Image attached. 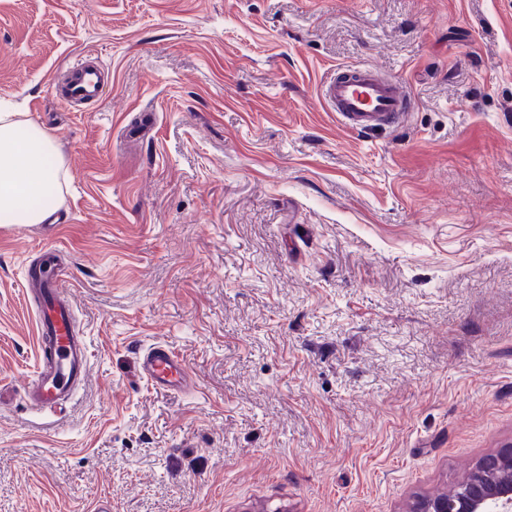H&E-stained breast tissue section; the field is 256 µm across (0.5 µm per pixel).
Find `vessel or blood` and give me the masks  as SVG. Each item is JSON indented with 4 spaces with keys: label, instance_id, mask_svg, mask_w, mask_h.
Masks as SVG:
<instances>
[{
    "label": "vessel or blood",
    "instance_id": "1",
    "mask_svg": "<svg viewBox=\"0 0 512 512\" xmlns=\"http://www.w3.org/2000/svg\"><path fill=\"white\" fill-rule=\"evenodd\" d=\"M112 73L96 57L84 55L56 72L52 85L57 100L74 106L97 100ZM318 94L345 126L363 133L402 121L412 100L397 81L368 64L336 70L325 77ZM25 292L35 305L39 354L34 376L24 385L26 400L40 409L55 410L73 400L86 382L90 358L79 327L62 257L52 247L24 267ZM140 373L154 388L193 389L194 380L182 358L167 344L148 347Z\"/></svg>",
    "mask_w": 512,
    "mask_h": 512
}]
</instances>
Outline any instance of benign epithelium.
<instances>
[{
	"label": "benign epithelium",
	"mask_w": 512,
	"mask_h": 512,
	"mask_svg": "<svg viewBox=\"0 0 512 512\" xmlns=\"http://www.w3.org/2000/svg\"><path fill=\"white\" fill-rule=\"evenodd\" d=\"M410 512H512V450L481 460L463 486L417 498Z\"/></svg>",
	"instance_id": "benign-epithelium-1"
}]
</instances>
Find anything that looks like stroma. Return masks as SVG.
<instances>
[{
	"label": "stroma",
	"instance_id": "obj_1",
	"mask_svg": "<svg viewBox=\"0 0 512 512\" xmlns=\"http://www.w3.org/2000/svg\"><path fill=\"white\" fill-rule=\"evenodd\" d=\"M359 64L405 120L328 111ZM1 112L65 164L56 229L0 225V512H406L512 445V0H0ZM49 245L91 350L60 412L22 390ZM112 78L108 67L96 57L84 55L77 62L59 70L52 77L57 100L65 106L96 101L104 85ZM318 95L339 121L363 133L402 121L412 107L402 85L369 64L336 69L321 81ZM140 373L155 389L186 391L194 380L182 358L167 344L155 343L140 358Z\"/></svg>",
	"mask_w": 512,
	"mask_h": 512
}]
</instances>
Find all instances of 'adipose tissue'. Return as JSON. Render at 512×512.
Returning a JSON list of instances; mask_svg holds the SVG:
<instances>
[{"instance_id": "1", "label": "adipose tissue", "mask_w": 512, "mask_h": 512, "mask_svg": "<svg viewBox=\"0 0 512 512\" xmlns=\"http://www.w3.org/2000/svg\"><path fill=\"white\" fill-rule=\"evenodd\" d=\"M54 138L0 113V224H38L61 191Z\"/></svg>"}]
</instances>
